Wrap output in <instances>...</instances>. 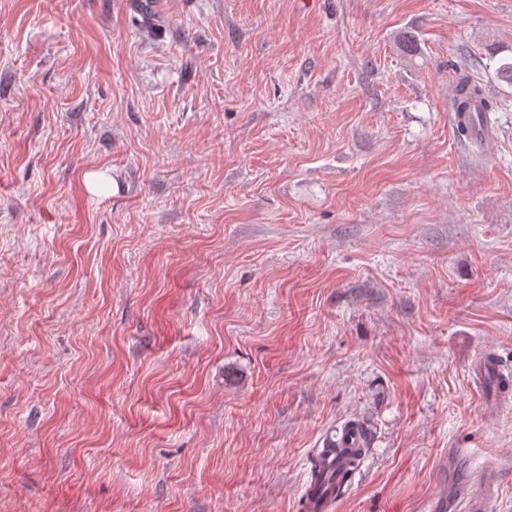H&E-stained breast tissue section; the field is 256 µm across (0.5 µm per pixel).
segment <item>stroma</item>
I'll return each mask as SVG.
<instances>
[{"mask_svg": "<svg viewBox=\"0 0 512 512\" xmlns=\"http://www.w3.org/2000/svg\"><path fill=\"white\" fill-rule=\"evenodd\" d=\"M127 3L0 0V512H512V0ZM453 106L457 112H478L477 115L469 113L468 122L458 127V133L467 137H480L484 129L482 126V113L490 112L493 102L488 97L482 84L467 76H460L456 80ZM498 480V470L490 468L477 481L470 482L464 491L463 512H491Z\"/></svg>", "mask_w": 512, "mask_h": 512, "instance_id": "stroma-1", "label": "stroma"}]
</instances>
